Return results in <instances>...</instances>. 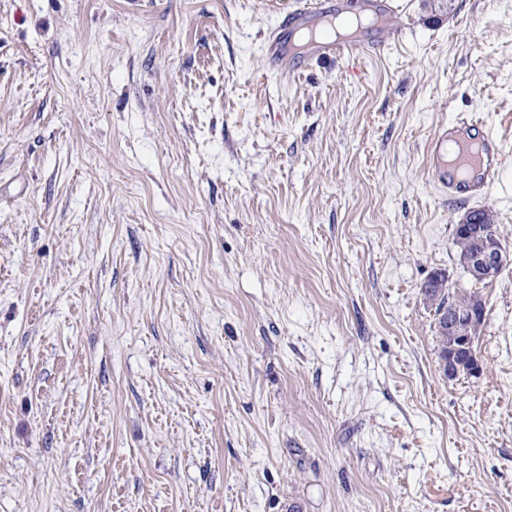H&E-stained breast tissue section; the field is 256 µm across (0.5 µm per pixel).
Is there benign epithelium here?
<instances>
[{
	"instance_id": "obj_1",
	"label": "benign epithelium",
	"mask_w": 512,
	"mask_h": 512,
	"mask_svg": "<svg viewBox=\"0 0 512 512\" xmlns=\"http://www.w3.org/2000/svg\"><path fill=\"white\" fill-rule=\"evenodd\" d=\"M456 229L460 234L472 237L476 244L460 261L471 280L483 282L493 279L512 263V252L505 249L494 228L473 226L469 224V216L466 215L456 225ZM482 322L483 314L479 308L463 312L451 308L444 314L442 334L452 337L447 355L440 359L444 374L453 376L458 373L455 355L460 347L469 346V337L478 335Z\"/></svg>"
}]
</instances>
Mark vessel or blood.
I'll return each instance as SVG.
<instances>
[{
	"label": "vessel or blood",
	"mask_w": 512,
	"mask_h": 512,
	"mask_svg": "<svg viewBox=\"0 0 512 512\" xmlns=\"http://www.w3.org/2000/svg\"><path fill=\"white\" fill-rule=\"evenodd\" d=\"M346 13L327 14L324 0H296L280 21L281 26H304L311 33L307 42L311 59L383 56L399 34L389 28L349 39L330 37V29L346 26ZM505 148L486 124L466 118L439 128L429 143L428 174L449 201H475L500 175Z\"/></svg>",
	"instance_id": "obj_1"
}]
</instances>
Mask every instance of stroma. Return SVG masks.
Returning a JSON list of instances; mask_svg holds the SVG:
<instances>
[{
	"label": "stroma",
	"mask_w": 512,
	"mask_h": 512,
	"mask_svg": "<svg viewBox=\"0 0 512 512\" xmlns=\"http://www.w3.org/2000/svg\"><path fill=\"white\" fill-rule=\"evenodd\" d=\"M291 0H0V512H512V0H405L289 69ZM480 116L478 203L426 173ZM436 271L479 292L446 377ZM323 0H299L294 2V8L286 13L274 30L287 26H305L311 33L307 42L311 60L337 58H362L383 56L392 41L399 38V32L381 25L378 30L365 37L349 39L331 38L327 27L336 29L348 24L350 17L340 12L328 17ZM448 142L457 146L451 164ZM504 156L503 144L486 124L476 118H465L439 128L432 136L428 174L448 194L449 201H475L498 180ZM471 219L477 221V224H468L470 220L467 213L455 228L460 234L471 236L476 244L473 250L462 256L459 264L471 280L483 282L495 278L505 266L511 265L512 254L501 243L490 212L485 209L474 210ZM479 224L491 225L495 229L482 228Z\"/></svg>",
	"instance_id": "1"
}]
</instances>
